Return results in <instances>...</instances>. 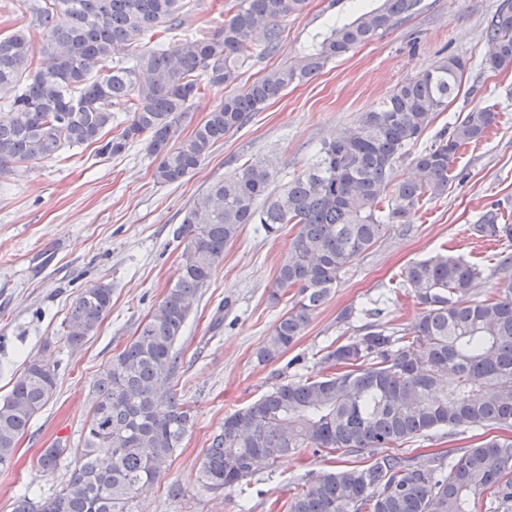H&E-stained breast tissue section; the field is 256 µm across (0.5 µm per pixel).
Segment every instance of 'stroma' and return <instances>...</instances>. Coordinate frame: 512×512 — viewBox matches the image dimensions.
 Segmentation results:
<instances>
[{
  "mask_svg": "<svg viewBox=\"0 0 512 512\" xmlns=\"http://www.w3.org/2000/svg\"><path fill=\"white\" fill-rule=\"evenodd\" d=\"M500 2L422 0L418 13L253 113L181 184L155 181L156 161L143 141L113 157L86 145L66 148L0 177V397L30 360L58 367L53 397L17 442L12 467L0 469V512H13L21 495H46L66 484L70 467L46 477L38 457L58 441L80 446L92 404L90 383L176 281L183 243L174 232L198 194L259 156L271 157L278 183L287 182L306 170L324 142L347 131L398 83L441 58L459 56L468 61L462 86L423 132L417 149L430 147L455 117L476 106L496 105L499 126L459 151L447 192L421 201L411 223L389 225L344 274L296 343L269 364H258L256 352L296 298L291 290L275 304L269 293L297 228L288 224L269 236L260 225L248 224L225 246L224 261L203 288L178 342L182 366L175 382L193 426L165 474L142 493L139 510L269 512L270 503L286 500L309 471L368 464V449L333 460L307 449L259 467L221 494L196 482L225 415L275 383L316 377V353L337 336H356V326L336 322L345 308L374 300L381 323L403 327L414 321L418 307L402 276L411 262L445 250L477 264L484 277L471 295L475 301L497 296L504 287L501 243L473 231L489 210L512 224V69L493 70L483 62L484 29ZM235 3L190 0L176 27L157 29L144 42L172 44L211 35ZM377 5L378 0H308L301 13L284 21L278 53L246 65L238 86L291 63L332 26ZM100 284L111 287L112 308L96 335L70 350L61 340L67 310L81 292ZM483 440L477 430L443 428L404 443L401 451L422 462Z\"/></svg>",
  "mask_w": 512,
  "mask_h": 512,
  "instance_id": "stroma-1",
  "label": "stroma"
}]
</instances>
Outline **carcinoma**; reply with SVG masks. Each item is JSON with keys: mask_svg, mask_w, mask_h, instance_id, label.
<instances>
[{"mask_svg": "<svg viewBox=\"0 0 512 512\" xmlns=\"http://www.w3.org/2000/svg\"><path fill=\"white\" fill-rule=\"evenodd\" d=\"M422 0H381L370 11L330 29L311 51L229 93L187 138L178 130L201 85L230 86L256 55L277 52L283 21L307 0H238L211 36L167 46L143 44L147 33L172 28L186 0H45L40 39L25 28L0 38V174L55 157L64 147L97 145L118 156L143 139L157 159L154 179L181 182L224 135L243 127L291 86L318 75L332 60L416 13ZM66 17L54 21L55 13ZM263 34L260 50L253 44ZM493 69L512 67V0H503L485 26ZM48 66L31 71L35 54ZM466 61L449 57L402 82L376 108L360 115L342 138L325 143L309 169L272 189L270 160L256 159L211 183L186 210L175 283L140 322L133 339L95 377L83 446L70 478L54 494L26 495L13 512H138V497L166 471L191 427L174 379L182 361L177 342L202 288L224 261V246L247 224L269 236L284 224L298 230L289 244L270 300L297 289L291 308L257 351L267 364L288 350L346 271L390 224H408L421 200L448 189L458 150L498 126L495 106L473 108L448 125L434 145L412 152L435 116L459 90ZM127 118L115 122V113ZM409 157L418 178L395 181ZM490 210L474 229L512 246V224ZM420 305L407 327L388 328L380 311L359 335L323 349L313 380L274 385L224 417L197 474L206 491L224 492L262 464L301 449L332 455L381 448L367 466L310 471L290 492L285 512H473L488 493L512 512V439L493 437L458 459L432 456L412 463L399 448L441 428L512 429V285L497 297L469 296L483 271L438 252L403 273ZM112 307V288H87L70 305L61 340L71 350L94 336ZM57 366L26 364L0 399V468L10 467L18 438L52 398ZM67 448L38 458L53 475Z\"/></svg>", "mask_w": 512, "mask_h": 512, "instance_id": "cac0c4a2", "label": "carcinoma"}]
</instances>
